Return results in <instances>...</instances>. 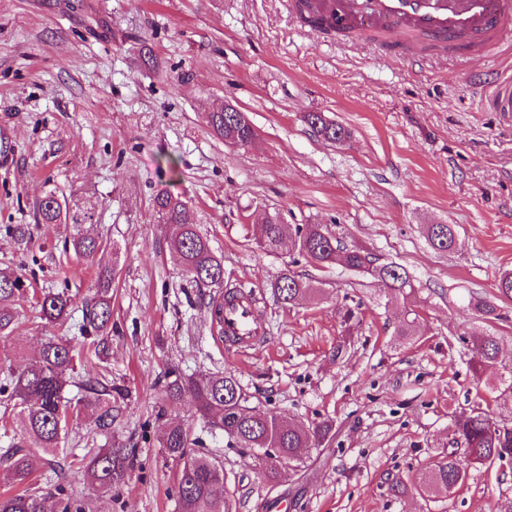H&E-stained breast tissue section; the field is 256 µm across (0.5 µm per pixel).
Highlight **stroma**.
<instances>
[{
	"label": "stroma",
	"instance_id": "1",
	"mask_svg": "<svg viewBox=\"0 0 512 512\" xmlns=\"http://www.w3.org/2000/svg\"><path fill=\"white\" fill-rule=\"evenodd\" d=\"M512 75L496 63L438 51L420 61L392 55L362 35L339 39L304 25L294 0H0V268L32 288L69 284V326L41 320L35 297L11 332L14 368L50 337L80 346L78 326L99 264L115 262L112 331L105 360L79 365V382L110 371L125 388L109 435L92 418L71 420L65 448L36 451L37 486L63 482L88 512H178L181 468L160 446L170 424L201 438L198 454L224 466L223 492L237 512H495L512 501V467L470 470L448 497L394 493L451 447L452 419L478 408L512 424L497 390L512 370V301L498 296L512 270V119L490 111V85ZM245 112L252 145L217 137L207 114L224 101ZM310 112L346 126L341 144L318 137ZM75 195L94 214L89 234L117 253L78 258L65 224H39L47 187ZM178 196L224 264V284L193 288L168 247L153 199ZM268 214L286 224L327 225L349 247L407 267L419 314L399 338L403 303L380 282L318 267L253 241ZM33 227L31 246L9 230ZM450 224L456 247H430L424 228ZM291 270L313 290L292 307L270 284ZM252 287L261 341L230 354L214 338L210 305L225 289ZM496 302L475 318L470 299ZM355 317L343 328L340 311ZM495 336L499 359L471 370L472 335ZM345 343L344 358L332 351ZM234 373L257 412L300 426L333 422L329 447L270 484L257 459L211 434L191 401H166L169 369ZM130 448L125 481L103 492L77 460L81 440Z\"/></svg>",
	"mask_w": 512,
	"mask_h": 512
}]
</instances>
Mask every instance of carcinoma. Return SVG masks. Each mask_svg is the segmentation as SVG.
<instances>
[{
    "mask_svg": "<svg viewBox=\"0 0 512 512\" xmlns=\"http://www.w3.org/2000/svg\"><path fill=\"white\" fill-rule=\"evenodd\" d=\"M307 125L320 137L330 142H342L349 131L342 125L328 121L320 112L304 116ZM214 133L232 144L244 146L255 141L250 128L237 112L216 109L209 113ZM158 221L168 229L167 242L178 257L182 274L192 286L205 288L224 284V265L209 240L200 234L185 214L181 199L171 194L154 198ZM41 224L71 225L72 232L66 244L79 257H93L103 250L102 242L84 232V224L92 220L88 209H70L65 196L55 189L45 192L36 205ZM426 238L430 246L440 252H450L456 245L450 224H429ZM319 267L341 266L383 283L388 300L412 303L413 279L409 272L396 263L379 264L376 258L360 247L348 248L323 224H297L293 227L281 223L276 215L265 217L258 226L257 248L266 253L278 252L283 243ZM115 267L105 266L98 273L95 296L83 314L79 326L89 347L75 349L61 339L43 343L39 356L23 370L11 369L0 379V397L16 401L21 407L19 418L24 433L11 444L3 479L16 493L0 495V512H47L46 501L56 499V512H85V506L73 501L57 485L44 490H28L36 469L35 456L29 448H40L48 453L60 450L61 435L70 419L81 413L94 416L97 429L112 431L114 421V395L122 389L105 379L87 380L82 384L85 394L77 402L65 396V389L75 384L73 374L77 362L91 354L100 356L99 347L112 321V279ZM276 299L291 306L312 292L302 280L288 269L283 270L271 283ZM69 285L63 288H44L36 298L40 318L50 324L64 321L71 303ZM27 293L26 285L13 271L0 270V350L9 347L10 329L19 316L18 306ZM474 376L482 378L484 372L498 363L499 347L495 337L481 335L472 340ZM168 403L176 405L187 396L195 403L196 412L208 428L220 431L227 442L257 452L255 458L265 469L273 483L286 478L293 464L300 461L306 449L328 446L333 440L332 424L320 421L308 428L296 426L280 416L260 418L252 413L239 380L232 373L217 374L194 379L172 369L167 374ZM457 443L463 455L456 451H441L426 462L418 476L411 481L392 480L391 489L397 493H411L424 500L449 496L467 477L471 468L490 466L497 459L512 456V425L499 423L487 413L472 409L454 416ZM198 440L191 438L182 424H173L165 431L161 447L166 454L183 462L178 475L177 497L179 512H234L232 501L223 495L224 467L221 462L206 456H193L188 448ZM264 448L277 449L271 461L260 455ZM127 455L123 448H99L83 456V477L106 491L125 480Z\"/></svg>",
    "mask_w": 512,
    "mask_h": 512,
    "instance_id": "obj_1",
    "label": "carcinoma"
}]
</instances>
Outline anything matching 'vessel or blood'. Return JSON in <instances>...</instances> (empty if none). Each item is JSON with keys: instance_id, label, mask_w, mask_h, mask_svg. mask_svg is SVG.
I'll return each mask as SVG.
<instances>
[{"instance_id": "vessel-or-blood-1", "label": "vessel or blood", "mask_w": 512, "mask_h": 512, "mask_svg": "<svg viewBox=\"0 0 512 512\" xmlns=\"http://www.w3.org/2000/svg\"><path fill=\"white\" fill-rule=\"evenodd\" d=\"M309 13L341 29L390 33L401 48L413 42L447 46L456 55L494 56L512 44V0H308ZM495 112L512 113V78L501 80L487 99ZM256 307H224L225 349L241 350L257 340Z\"/></svg>"}]
</instances>
